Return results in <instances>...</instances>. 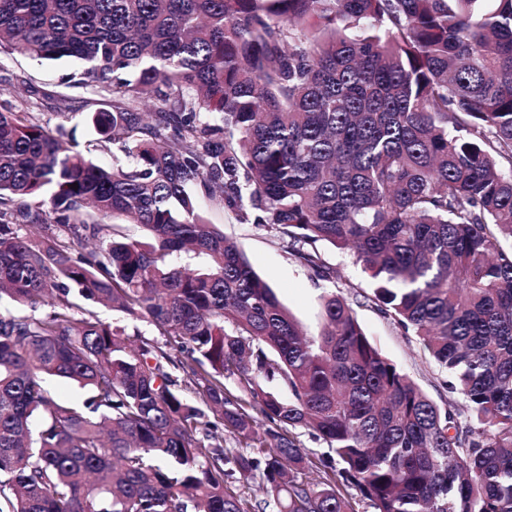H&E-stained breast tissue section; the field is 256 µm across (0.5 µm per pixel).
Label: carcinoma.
<instances>
[{"label":"carcinoma","instance_id":"1","mask_svg":"<svg viewBox=\"0 0 512 512\" xmlns=\"http://www.w3.org/2000/svg\"><path fill=\"white\" fill-rule=\"evenodd\" d=\"M14 53L85 65L112 167L0 110V301L48 308L0 312V512H512V0H0ZM201 197L350 251L460 402L339 291L307 333ZM354 308L360 324L383 355L398 365L432 399L439 404L457 399L445 386L444 382L448 380L446 375L435 366L414 338L405 336L373 307Z\"/></svg>","mask_w":512,"mask_h":512}]
</instances>
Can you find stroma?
I'll return each instance as SVG.
<instances>
[{"mask_svg": "<svg viewBox=\"0 0 512 512\" xmlns=\"http://www.w3.org/2000/svg\"><path fill=\"white\" fill-rule=\"evenodd\" d=\"M82 70V64L74 60L40 64L20 54L1 56L0 105L17 110L33 106L37 119L51 129L61 130L67 139L76 141L80 149L88 151L96 160L108 163L112 160L111 147L96 143L85 120L87 113L98 107L96 97L70 87L66 81L67 75ZM200 207L209 223L219 225L226 236L237 242L252 268L274 289L285 307L309 330H316L320 322L321 290L308 270L287 253L281 241L255 225L238 223L210 201H201ZM320 251L325 261L336 268V286L346 296L367 290L368 282L350 255L329 245L321 246ZM356 313L383 355L436 402L449 399L445 374L414 338L404 335L373 307H358Z\"/></svg>", "mask_w": 512, "mask_h": 512, "instance_id": "1", "label": "stroma"}]
</instances>
